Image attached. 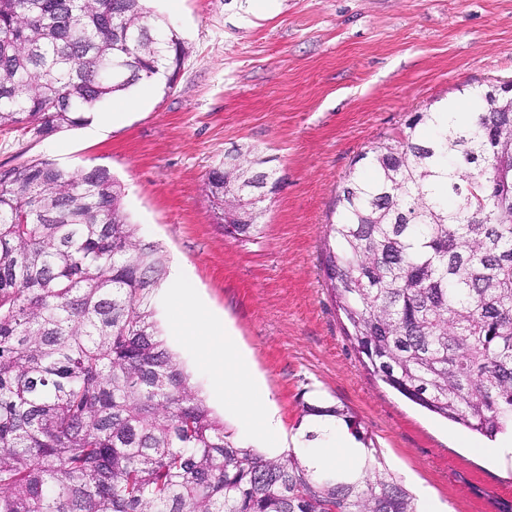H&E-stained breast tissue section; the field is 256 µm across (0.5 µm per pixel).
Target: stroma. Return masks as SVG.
Masks as SVG:
<instances>
[{"label": "stroma", "mask_w": 512, "mask_h": 512, "mask_svg": "<svg viewBox=\"0 0 512 512\" xmlns=\"http://www.w3.org/2000/svg\"><path fill=\"white\" fill-rule=\"evenodd\" d=\"M184 40L172 87L143 83L48 138L0 129V165L47 158L108 168L143 238L231 325L287 436L303 404L356 416L381 460L440 512H512V459L408 401L359 362L321 265L336 191L360 153L418 112L512 80V0H150ZM109 116L100 124L99 116ZM263 159L277 183L256 241L225 238L206 187L225 154ZM170 349L243 443L209 358L183 343L170 288L153 299Z\"/></svg>", "instance_id": "35a3bbf8"}]
</instances>
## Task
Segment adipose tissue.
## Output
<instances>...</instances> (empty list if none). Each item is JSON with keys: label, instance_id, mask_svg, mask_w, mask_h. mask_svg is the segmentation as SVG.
Listing matches in <instances>:
<instances>
[{"label": "adipose tissue", "instance_id": "ef3b65f1", "mask_svg": "<svg viewBox=\"0 0 512 512\" xmlns=\"http://www.w3.org/2000/svg\"><path fill=\"white\" fill-rule=\"evenodd\" d=\"M173 297L182 317L179 330L182 341L215 357V372L224 399L242 417L245 428L266 440L281 439V421L268 401L265 388L251 377L250 359L234 335L203 309L189 289H174ZM310 429L317 432L318 438L305 446L304 452L316 469L339 467L359 473L373 467V459L367 458L362 446L335 419L313 418Z\"/></svg>", "mask_w": 512, "mask_h": 512}]
</instances>
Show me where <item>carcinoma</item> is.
Segmentation results:
<instances>
[{
    "instance_id": "carcinoma-1",
    "label": "carcinoma",
    "mask_w": 512,
    "mask_h": 512,
    "mask_svg": "<svg viewBox=\"0 0 512 512\" xmlns=\"http://www.w3.org/2000/svg\"><path fill=\"white\" fill-rule=\"evenodd\" d=\"M145 0H0V128L39 138L161 74L185 42ZM432 135L417 113L336 195L322 268L371 372L489 439L512 429V98ZM208 173L224 235L255 240L270 173ZM160 246L109 170L0 167V512H416L389 469L316 471L242 446L160 337ZM333 416L367 438L347 410Z\"/></svg>"
}]
</instances>
